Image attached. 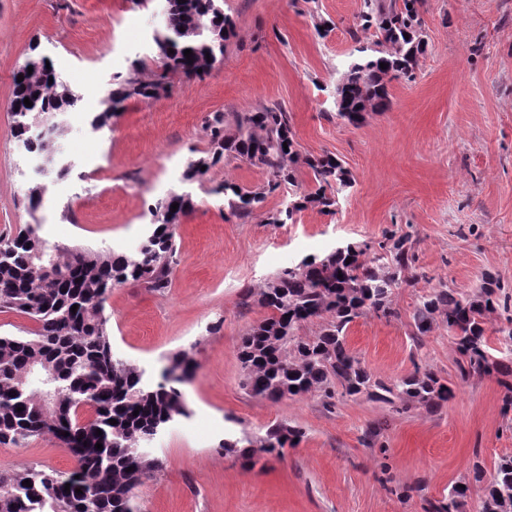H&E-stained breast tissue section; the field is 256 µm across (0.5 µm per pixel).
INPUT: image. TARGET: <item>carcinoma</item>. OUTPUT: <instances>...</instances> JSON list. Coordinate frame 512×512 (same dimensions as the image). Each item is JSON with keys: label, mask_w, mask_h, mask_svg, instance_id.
I'll return each instance as SVG.
<instances>
[{"label": "carcinoma", "mask_w": 512, "mask_h": 512, "mask_svg": "<svg viewBox=\"0 0 512 512\" xmlns=\"http://www.w3.org/2000/svg\"><path fill=\"white\" fill-rule=\"evenodd\" d=\"M424 5L425 0H362L359 23L350 31L354 52L336 87V117L358 125L369 112H385L391 105L388 82L414 78L428 46L421 21ZM233 35L222 0H169L150 76H143L139 60L126 75L115 76L92 127L109 126L130 98L157 100L170 92L174 79L209 74L223 62L224 42ZM187 49L192 50L189 60ZM35 60L33 71L23 70V81L13 82V135L25 151L44 156L43 171L63 177L70 167L48 146L63 128L62 117L82 111V97L59 79L55 68H46L48 58ZM26 98L32 106H25ZM209 128L207 154L188 160L182 180L202 181L207 169L226 157L241 158L269 175L262 191L228 182L211 188L224 195V207L239 220L282 184L296 182L300 159L314 188L295 194L292 205L269 217L272 224H286L309 207L332 215L339 193L352 184L338 158L328 153L300 157L290 117L278 106L238 113L232 130L216 114ZM174 203L179 207L172 212ZM191 205L184 193L157 200L148 208L152 220L139 247L129 253L50 245L39 236L37 224L0 234V313L14 312L33 323L22 335L0 334V444L51 436L69 449L74 470L82 475L75 482L64 473L33 466L0 472V512H140L138 487L163 469V462L146 456L143 448L171 423L190 416L181 385L190 378L193 363L187 352H178L167 358L160 379L145 377L144 370L113 353L106 304L112 289L130 282L159 294L171 287L176 229ZM378 247L372 254L366 244L344 243L306 255L280 269L260 290H243V309L256 303L267 311L240 337L237 348L244 385L253 396L277 401L314 392L329 406L338 395L365 396L397 412L439 407L453 397L452 388L427 366L416 363L413 372L386 381L348 347V330L356 320L389 322L400 316L396 291L407 281L416 254L407 236L391 234ZM482 280L483 287L468 294L443 286L420 296L412 336L420 346L435 327L446 326L459 354L461 380L474 374L498 376L506 415L512 411V350H492L487 324L496 312L508 313L507 326L498 332L512 337V295L496 274L486 272ZM309 324L318 330L307 335L303 329ZM111 419L117 424H110ZM98 429L102 434H96ZM302 436L299 428L278 423L260 436L228 432L219 448L226 454L243 448L251 458L280 456ZM98 443L103 449L95 448ZM470 473L472 481L485 483L482 512H512L511 456L499 460L487 482L480 460ZM468 490L466 481L453 485L447 496L427 501L425 512H460Z\"/></svg>", "instance_id": "1"}]
</instances>
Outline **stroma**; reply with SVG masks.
Masks as SVG:
<instances>
[{
	"label": "stroma",
	"mask_w": 512,
	"mask_h": 512,
	"mask_svg": "<svg viewBox=\"0 0 512 512\" xmlns=\"http://www.w3.org/2000/svg\"><path fill=\"white\" fill-rule=\"evenodd\" d=\"M361 0H224L235 23L224 62L198 80L175 79L159 100L129 99L111 129L89 121L109 83L137 59L155 54L154 31L166 0H0V233L27 224L50 244L135 250L148 208L169 192L193 201L176 231L172 286L158 294L131 283L112 291V350L159 377L168 356L189 352L193 374L183 392L190 417L148 446L164 468L138 489L142 512H424L468 474L473 459L493 469L512 455V420L501 412L496 376L458 377L454 340L435 328L415 346L418 299L448 286L470 292L484 271L512 292V0H426L428 51L413 80L390 84L391 107L356 126L337 118L332 94L355 44L349 30ZM330 26L327 36L317 22ZM49 57L81 94L84 110L68 117L52 151L68 175L44 178L43 159L21 150L7 110L13 75L31 54ZM279 105L290 113L301 153L342 160L353 185L335 214L309 208L294 223L269 224L296 190L312 188L305 167L296 186L269 194L246 220L229 217L223 197L209 194L229 180L257 189L265 171L238 159L212 167L204 183H183L191 150L207 148L209 119L234 128L240 112ZM47 191L36 212L26 194ZM410 236L414 279L396 292L398 320L361 318L348 331L350 349L376 376L393 380L431 367L454 390L437 408L392 412L366 397L326 408L318 395L279 401L252 396L237 358L240 336L261 320L260 306L241 309L244 289L262 286L280 268L339 242L370 243L384 233ZM276 423L304 436L282 457L248 465L224 454L225 430L264 434ZM380 425V448L364 445ZM41 465L71 471L58 441L0 444V470ZM391 466L409 497L388 493L379 476Z\"/></svg>",
	"instance_id": "35a3bbf8"
}]
</instances>
